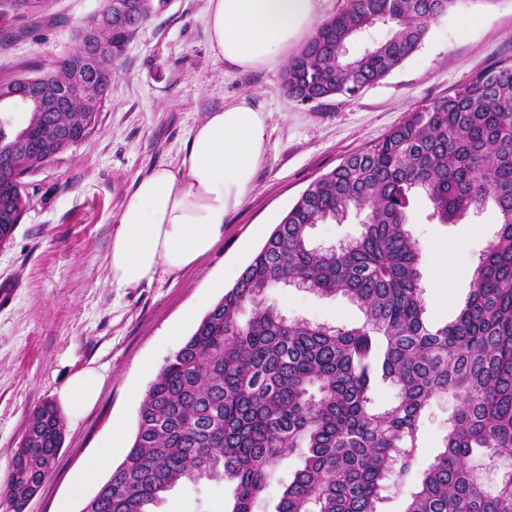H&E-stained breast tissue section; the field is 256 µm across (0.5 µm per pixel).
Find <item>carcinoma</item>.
<instances>
[{"mask_svg":"<svg viewBox=\"0 0 512 512\" xmlns=\"http://www.w3.org/2000/svg\"><path fill=\"white\" fill-rule=\"evenodd\" d=\"M21 0H0V32ZM134 6L105 32L97 15L77 27L75 49L41 76L0 77L27 98L28 122L0 124V244L30 205L23 177L50 155L79 146L98 125L112 63L165 0ZM459 0H349L289 60L282 82L303 102L354 97L421 46L431 24ZM381 24L391 36L347 56V45ZM93 57L83 91L56 100ZM430 218L454 224L494 202L499 226L454 321H425L420 248L407 229L413 197ZM364 214L362 231L328 252L312 228ZM292 282L342 295L364 320L355 327L290 322L268 290ZM250 319L240 320L245 311ZM395 389L384 409L379 387ZM457 401L443 448L418 471L420 419L436 397ZM63 444L46 400L30 414L13 458L39 486ZM510 461L509 477L484 488L474 450ZM298 452L302 466L274 512H380L391 488L412 487L404 512H512V65L478 73L452 96L413 110L379 142L313 180L283 215L232 288L207 311L149 386L131 448L97 512H152L182 479L233 486L231 512H254L275 466Z\"/></svg>","mask_w":512,"mask_h":512,"instance_id":"cac0c4a2","label":"carcinoma"}]
</instances>
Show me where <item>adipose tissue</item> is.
<instances>
[{"mask_svg":"<svg viewBox=\"0 0 512 512\" xmlns=\"http://www.w3.org/2000/svg\"><path fill=\"white\" fill-rule=\"evenodd\" d=\"M318 0H207L217 58L242 69L274 62L317 20ZM262 111L248 100L211 112L190 134L178 167L140 178L123 204L108 255L112 282L134 288L158 272L193 267L215 246L226 213L242 204L269 152ZM99 376L71 377L60 400L79 419L97 400Z\"/></svg>","mask_w":512,"mask_h":512,"instance_id":"1","label":"adipose tissue"}]
</instances>
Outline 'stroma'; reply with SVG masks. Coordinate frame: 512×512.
I'll use <instances>...</instances> for the list:
<instances>
[{
    "label": "stroma",
    "mask_w": 512,
    "mask_h": 512,
    "mask_svg": "<svg viewBox=\"0 0 512 512\" xmlns=\"http://www.w3.org/2000/svg\"><path fill=\"white\" fill-rule=\"evenodd\" d=\"M104 0H45L0 37V76L43 73L75 46L76 28ZM206 0H167L115 61L96 133L26 178L31 206L0 246V281L17 283L0 308V481L25 433L29 413L81 371L102 380L96 404L64 419L54 470L23 512H57L79 468L93 459L115 424L134 435L145 393L165 361L232 287L306 187L345 157L381 140L411 110L454 95L477 73L512 64V0H459L433 23L420 48L385 79L353 98L290 99L282 86L287 56L242 70L218 60L204 24ZM248 99L267 120L265 164L239 209L224 216L214 249L188 270L162 272L136 288L113 285L108 265L117 215L136 180L176 166L192 129L224 104ZM414 199L408 229L422 247L426 316L452 321L470 294L473 271L498 226L492 207L455 224L428 221ZM270 297L288 320L327 326L361 318L346 297H321L277 285ZM180 334H173V327ZM454 397L434 399L421 422V466L442 446ZM231 485L183 481L155 512H228Z\"/></svg>",
    "instance_id": "35a3bbf8"
}]
</instances>
